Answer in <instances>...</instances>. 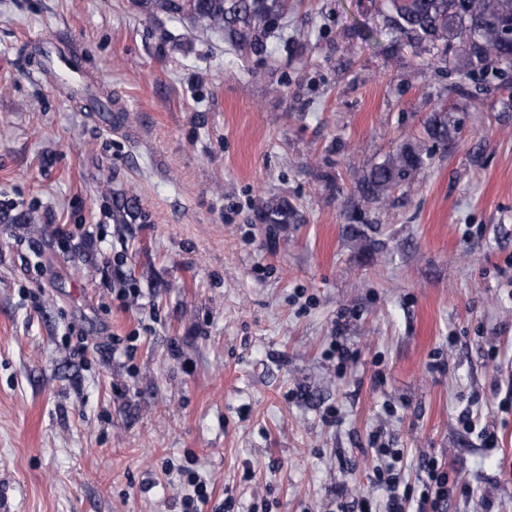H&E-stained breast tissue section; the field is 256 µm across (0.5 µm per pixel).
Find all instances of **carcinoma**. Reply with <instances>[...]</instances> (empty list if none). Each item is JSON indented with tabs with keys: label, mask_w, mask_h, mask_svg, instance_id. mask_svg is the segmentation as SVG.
Masks as SVG:
<instances>
[{
	"label": "carcinoma",
	"mask_w": 512,
	"mask_h": 512,
	"mask_svg": "<svg viewBox=\"0 0 512 512\" xmlns=\"http://www.w3.org/2000/svg\"><path fill=\"white\" fill-rule=\"evenodd\" d=\"M168 13L203 19L208 26L229 33L241 44L252 43L256 31L271 28L278 13L268 0H158ZM392 22L412 35L417 52L442 63L453 60L464 77L488 72L504 76L512 70V0H386ZM453 110L434 112L427 124L431 138L444 141L459 130ZM425 164L423 153L405 143L373 166L359 182L364 199L383 203L400 188H411ZM258 219L264 224H289L296 214L287 205L270 201Z\"/></svg>",
	"instance_id": "cac0c4a2"
}]
</instances>
